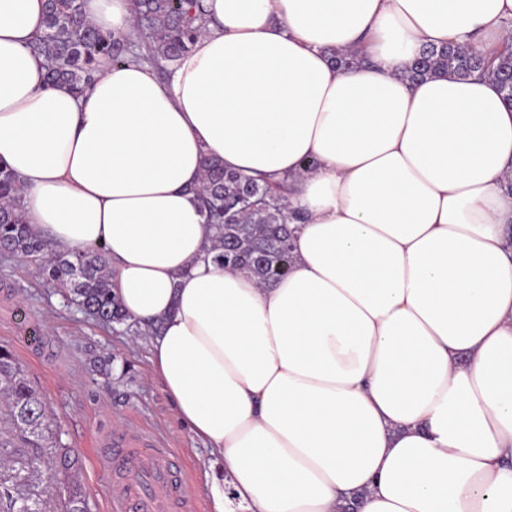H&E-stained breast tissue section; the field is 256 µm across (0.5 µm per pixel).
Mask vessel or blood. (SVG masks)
Segmentation results:
<instances>
[{
    "label": "vessel or blood",
    "instance_id": "1",
    "mask_svg": "<svg viewBox=\"0 0 512 512\" xmlns=\"http://www.w3.org/2000/svg\"><path fill=\"white\" fill-rule=\"evenodd\" d=\"M112 512H172L181 493L170 480L175 457L139 431L112 436Z\"/></svg>",
    "mask_w": 512,
    "mask_h": 512
}]
</instances>
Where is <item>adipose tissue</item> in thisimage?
<instances>
[{"instance_id": "obj_1", "label": "adipose tissue", "mask_w": 512, "mask_h": 512, "mask_svg": "<svg viewBox=\"0 0 512 512\" xmlns=\"http://www.w3.org/2000/svg\"><path fill=\"white\" fill-rule=\"evenodd\" d=\"M165 78L85 95L0 0V163L31 231L103 248L181 425L224 465L212 512H512V107L489 79L409 82L424 45L512 35V0H205ZM131 36V0H84ZM365 51L350 70L335 50ZM293 183L273 286L204 261L203 160Z\"/></svg>"}]
</instances>
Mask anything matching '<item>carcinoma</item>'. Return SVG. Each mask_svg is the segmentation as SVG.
<instances>
[{"mask_svg": "<svg viewBox=\"0 0 512 512\" xmlns=\"http://www.w3.org/2000/svg\"><path fill=\"white\" fill-rule=\"evenodd\" d=\"M137 37L130 39L98 30L85 16L83 0H46L44 30L31 49L48 63L47 80L64 83L81 95L89 87L97 62L105 57L114 65L143 62L160 71L188 52L199 37L204 0H131ZM448 73L462 79L492 77L512 105V42L494 54L455 44L426 46L403 73L410 81ZM198 199L206 223L214 229L213 261L238 268L259 283L283 279L291 271L293 220L280 186L224 170L214 158L204 162ZM18 177L0 164V249L37 264L43 277L66 289L84 313L104 324L128 326L107 272L103 248L81 251L53 250L28 228ZM7 397L9 432L25 442L27 451L14 452L18 444L0 436V512H46L40 499L11 472L26 473L44 482L75 466L66 447L54 449L45 460L43 442L49 440L48 411L38 390L22 373L12 351L0 347V393ZM60 512H89L81 493H68Z\"/></svg>", "mask_w": 512, "mask_h": 512, "instance_id": "cac0c4a2", "label": "carcinoma"}]
</instances>
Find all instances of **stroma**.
Instances as JSON below:
<instances>
[{"label":"stroma","mask_w":512,"mask_h":512,"mask_svg":"<svg viewBox=\"0 0 512 512\" xmlns=\"http://www.w3.org/2000/svg\"><path fill=\"white\" fill-rule=\"evenodd\" d=\"M11 348L47 401L53 443L74 449L76 470L46 489L58 512L67 486L87 495L90 512H109L112 477L101 449L113 432L140 429L177 459L185 495L211 512L205 474L214 463L205 443L182 427L156 378L148 337L87 318L30 262L0 253V346Z\"/></svg>","instance_id":"1"}]
</instances>
